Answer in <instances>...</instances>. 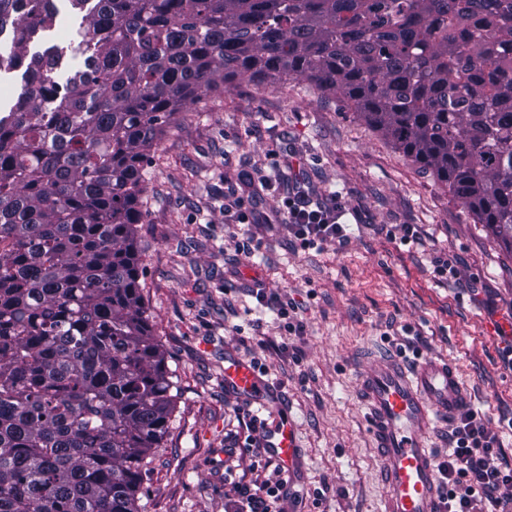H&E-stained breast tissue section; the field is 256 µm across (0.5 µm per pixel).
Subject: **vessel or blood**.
I'll list each match as a JSON object with an SVG mask.
<instances>
[{"mask_svg": "<svg viewBox=\"0 0 512 512\" xmlns=\"http://www.w3.org/2000/svg\"><path fill=\"white\" fill-rule=\"evenodd\" d=\"M224 383L249 401L267 388L252 366L235 360L224 368ZM359 387L383 462L387 512H437L440 488L427 430L465 402L455 371L432 360L412 366L394 358L367 368ZM276 434L274 453L286 471H293L297 443L292 423H281Z\"/></svg>", "mask_w": 512, "mask_h": 512, "instance_id": "vessel-or-blood-1", "label": "vessel or blood"}]
</instances>
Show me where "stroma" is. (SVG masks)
<instances>
[{"instance_id":"35a3bbf8","label":"stroma","mask_w":512,"mask_h":512,"mask_svg":"<svg viewBox=\"0 0 512 512\" xmlns=\"http://www.w3.org/2000/svg\"><path fill=\"white\" fill-rule=\"evenodd\" d=\"M145 173L141 283L178 386L145 512H237L238 483L269 476L255 443L283 418L300 445L284 512H386L359 377L399 353L451 364L512 465V339L495 332L512 323V252L341 95L295 79L201 93L165 126ZM298 183L340 194L343 248L300 249L278 226ZM228 194L252 223L225 210ZM402 224L414 242L400 244ZM439 256L458 277L437 275ZM259 286L292 302L300 333L257 302ZM230 358L261 368L263 403L225 386Z\"/></svg>"}]
</instances>
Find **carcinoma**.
I'll return each instance as SVG.
<instances>
[{"label":"carcinoma","instance_id":"obj_1","mask_svg":"<svg viewBox=\"0 0 512 512\" xmlns=\"http://www.w3.org/2000/svg\"><path fill=\"white\" fill-rule=\"evenodd\" d=\"M0 0V512H141L176 395L138 224L163 126L226 83L305 79L512 251V11L501 0ZM14 71L12 73L1 72L0 78V107L2 112L8 111L14 104L17 97L22 91V71Z\"/></svg>","mask_w":512,"mask_h":512}]
</instances>
